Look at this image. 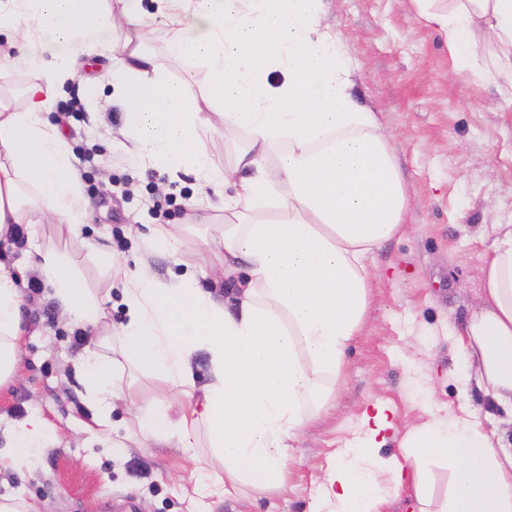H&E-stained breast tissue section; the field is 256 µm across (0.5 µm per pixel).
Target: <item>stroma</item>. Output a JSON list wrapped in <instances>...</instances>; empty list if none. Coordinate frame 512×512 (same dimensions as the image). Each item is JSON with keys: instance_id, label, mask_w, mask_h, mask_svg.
Masks as SVG:
<instances>
[{"instance_id": "1", "label": "stroma", "mask_w": 512, "mask_h": 512, "mask_svg": "<svg viewBox=\"0 0 512 512\" xmlns=\"http://www.w3.org/2000/svg\"><path fill=\"white\" fill-rule=\"evenodd\" d=\"M321 10V28L352 59L350 93L394 136L391 151L410 204L400 233L377 254L381 275L336 395L292 444L285 486H246L216 497L198 474L196 456L175 440L142 446L131 402L160 401L176 411L183 396L163 376L124 362L119 371L131 399L114 401L111 426H97L76 369L92 334L75 344V329L61 320L58 306L28 291L19 373L0 386V448L12 446L13 424L35 410L53 438L32 462L0 469V497L23 493L36 512H308L339 453L362 436L363 403L385 402L393 417L395 427L378 450L387 457L406 431L482 402L479 392L461 393L451 327L468 318L480 294L476 268L490 245V225L512 221V97L488 76L485 49L472 57L468 75L456 74L413 0H322ZM151 47L168 77L188 79L206 106L205 69L168 56L162 34ZM49 120L68 140L92 221L76 236L58 223L41 224L37 238L67 251L88 288L111 293L108 324L128 319L121 270L136 259L164 282L212 273L216 257L184 229L193 176L175 180L143 168L128 152L118 112L93 108L81 82L67 86ZM243 139L219 122L203 133L202 144L221 169ZM153 224L178 225L177 256L132 239L131 229L145 234ZM100 244L110 249L112 267L94 255Z\"/></svg>"}]
</instances>
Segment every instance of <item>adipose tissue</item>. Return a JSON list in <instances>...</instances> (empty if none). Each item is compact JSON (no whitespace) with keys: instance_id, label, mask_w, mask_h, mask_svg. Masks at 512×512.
Instances as JSON below:
<instances>
[{"instance_id":"ef3b65f1","label":"adipose tissue","mask_w":512,"mask_h":512,"mask_svg":"<svg viewBox=\"0 0 512 512\" xmlns=\"http://www.w3.org/2000/svg\"><path fill=\"white\" fill-rule=\"evenodd\" d=\"M0 0V37L10 46L0 70L37 75L22 109L0 107V242L14 226L50 220L77 233L89 223L82 180L63 136L48 115L58 92L76 80L84 49L112 61L109 105L122 111L131 153L146 166L193 176L195 221L213 223L223 273L243 260L236 292L195 276L162 284L145 261L124 270L129 319L109 330L114 354L165 376L185 398L178 418L163 404L143 408L139 436L176 438L195 448L208 437L224 482L269 490L288 477L292 442L332 398L346 354L359 336L378 278L375 254L402 228L409 199L390 153V133L348 91L349 61L320 29L321 0ZM465 72L478 44L491 72L512 78V0H416ZM125 30L113 45L114 26ZM162 27L176 56L205 66L208 105L187 83L170 80L145 44ZM277 80H270L271 72ZM244 132L232 167L213 168L201 133L211 114ZM478 267L479 306L458 333L465 374L512 425V224L491 227ZM33 266L70 323L95 328L109 295L86 287L73 261L35 246ZM23 303L15 277L0 262V384L17 376ZM209 357L213 380L194 400L190 359ZM98 425L112 402L126 398L112 356L87 349L81 361ZM364 437L328 469L309 512H378L377 470L396 488L411 486L420 512H512V445L486 430L478 413L430 421L408 431L397 455L375 450L392 427L386 407L366 405ZM48 431L39 414L15 427L1 463L30 458ZM452 475L448 495L430 510L424 475L434 460Z\"/></svg>"}]
</instances>
